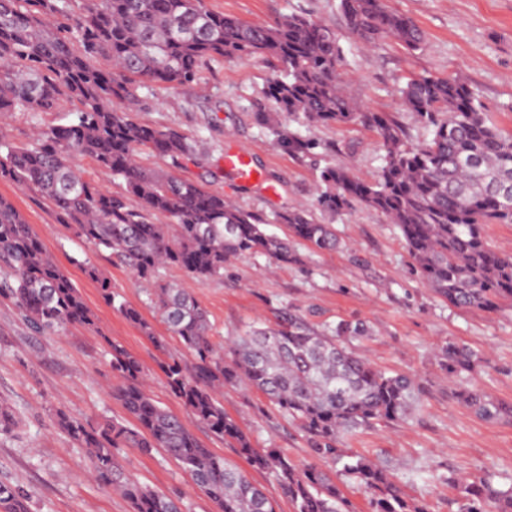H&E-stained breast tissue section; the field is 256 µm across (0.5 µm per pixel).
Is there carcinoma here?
<instances>
[{
  "mask_svg": "<svg viewBox=\"0 0 512 512\" xmlns=\"http://www.w3.org/2000/svg\"><path fill=\"white\" fill-rule=\"evenodd\" d=\"M66 0H0V115L53 112L65 96L82 105L67 125L41 129L29 145L0 140V179L37 187L72 236L122 259L152 290L167 330L193 361L171 357L161 364L173 394L200 424L233 443L254 470L269 474L295 512H353L338 479L356 484L372 512H428L408 497L388 468L343 448L359 430L409 419L419 398L415 380L390 374L357 353L350 343L369 337L362 322L310 329L293 314L261 325L218 348L205 311L188 289L159 280L160 269H181L198 284L224 276V264L260 254L276 264H300L292 240L315 252L334 250L332 225L306 209L279 212L291 239L266 232L267 219L246 212L205 184L147 169L138 161L147 148L178 165L193 154L180 134L134 118L145 105L148 84L194 83L214 58L263 56L271 73L251 101L257 122L292 155L320 147L283 124L284 113L307 126L363 125L374 130L381 165L370 181L333 164L319 172L317 209L336 215L357 206L398 225L412 270L448 305L494 310L512 301V255L492 249L486 224H512V134L490 124L476 91L458 77L424 73L399 90L424 137L414 142L392 114L371 112L342 90V51L336 31L310 16L291 14L255 24L212 11L207 0H88L65 26ZM348 29L374 45L388 38L411 49L425 36L387 0H339ZM104 65L96 64L97 60ZM74 154L92 158L121 177L127 194L112 195L83 179L70 164ZM136 198L131 205L128 196ZM155 215L170 219L156 224ZM103 298L158 347L142 313L118 301L107 281ZM0 298L10 300L36 332L95 328V316L64 272L45 251L22 212L0 197ZM114 395L136 426L106 419L94 426L59 409L56 427L88 449L91 468L119 491L133 512H182L181 501L124 476L117 449H164L192 477L218 512H275L273 502L238 466L214 455L183 421L157 404L147 390L135 355L110 344ZM438 364L452 394L484 419L512 416V406L462 384L483 357L453 342L438 349ZM226 385L262 391L296 422L314 462L299 466L275 448H256L224 413L217 398ZM458 512H512V489L484 480L454 478ZM28 494L0 484V509L26 512Z\"/></svg>",
  "mask_w": 512,
  "mask_h": 512,
  "instance_id": "1",
  "label": "carcinoma"
}]
</instances>
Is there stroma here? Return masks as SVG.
I'll return each mask as SVG.
<instances>
[{
    "instance_id": "stroma-1",
    "label": "stroma",
    "mask_w": 512,
    "mask_h": 512,
    "mask_svg": "<svg viewBox=\"0 0 512 512\" xmlns=\"http://www.w3.org/2000/svg\"><path fill=\"white\" fill-rule=\"evenodd\" d=\"M388 4L423 31L420 49H406L393 39L363 47L347 29L338 0H208L214 12L247 22L271 23L285 15L306 14L335 29L344 56L345 95L371 111L394 113L413 139H420L422 130L415 115L402 107L396 90L408 77L428 72L468 82L495 125L512 133V0ZM269 72L261 57L209 60L193 84L174 90L158 84L144 88L146 106L136 118L177 131L194 145V158L179 169V176L206 179L210 190L252 213L315 210L318 172L328 162L371 179L381 157L372 129L309 128L308 136L320 143L311 156H293L273 145L250 109ZM79 109L77 100L66 98L53 112L9 113L0 117V138L29 143L37 129L68 124ZM229 146L251 154L275 195L259 186H239L225 173L224 150ZM0 196L20 209L97 317L93 330L74 326L63 334L38 335L12 304L0 301V403L18 419L16 428L0 434V483L28 491V512H132L125 497L89 477L87 450L58 430L52 419L61 409L89 424L106 418L130 422L112 393V341L138 357L161 406L183 418L214 454L240 463L235 449L190 418L171 392L159 364L171 355L186 357L187 352L159 322L152 297L134 273L107 252L74 238L36 189L21 190L0 179ZM334 227L340 247L325 252L303 249V264L277 266L266 256L245 255L226 265L223 278L193 285L208 315L213 342L223 345L228 337L256 324L275 323L289 311L313 328L365 322L371 335L357 342V349L383 370L414 376L421 386L420 402L411 419L366 428L348 440V448L387 465L403 491L425 502L430 512H457V492L448 482L455 475L511 487L512 419L486 420L457 403L435 353L447 342L487 353L488 364L478 367L471 380L512 405V305L491 311L448 306L411 272L399 227L376 211L359 207L345 212L336 217ZM90 264L98 269L99 280L86 275ZM104 280L152 322L156 335L165 339L164 348H157L104 301ZM219 400L254 447L279 449L298 465L310 462L306 439L263 393L228 386ZM122 455L129 478L181 498L186 512H216L162 449L145 454L127 448Z\"/></svg>"
}]
</instances>
